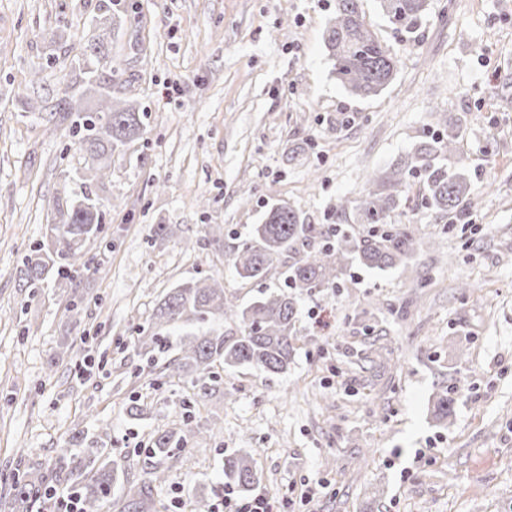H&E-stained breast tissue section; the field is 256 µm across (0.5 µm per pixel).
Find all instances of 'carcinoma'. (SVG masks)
<instances>
[{
    "instance_id": "cac0c4a2",
    "label": "carcinoma",
    "mask_w": 512,
    "mask_h": 512,
    "mask_svg": "<svg viewBox=\"0 0 512 512\" xmlns=\"http://www.w3.org/2000/svg\"><path fill=\"white\" fill-rule=\"evenodd\" d=\"M361 0H336L326 27L325 45L333 61L336 79L351 94L362 99L378 95L395 79L397 54L378 37L365 21ZM379 8L395 32L411 38L420 30L429 13L430 0H378ZM100 14L88 29L74 33L89 43L91 58L78 63L75 81L59 88L55 102L44 120L55 131L65 126L79 136L83 166L64 178L57 192L44 239L33 246L22 260L18 287L36 290L50 284L76 303L71 290L77 279L91 273L85 250L103 233L104 218L111 202L99 195L103 181L112 171L114 155L124 153L142 134L144 113L131 104L112 97L118 69L104 33L123 21V12L114 0H103ZM439 133L421 144L404 160L390 168L382 178L373 180L359 204L362 224H388L421 176L418 192L425 204L440 215L467 217L476 208L466 171L458 166V122L436 121ZM417 251L412 231L406 224H394L381 233L359 240L349 231L331 224H314L307 214L286 201L266 211L263 222L253 225L249 236L233 253L231 263L244 281H260L280 264L288 290L263 294L245 306L225 295L224 280L206 276L169 289L157 302L151 328L139 330L138 348L149 354L162 347L163 328H182L178 354L169 362L168 377L190 385L191 395L184 401L186 417L194 404L205 400L224 383L220 369L250 367L280 374L292 361L297 338V296L314 288H334L340 274L355 264L368 270L385 271L410 261ZM229 317L236 321L239 333L226 334L224 326L212 324ZM455 404L454 392L443 389L433 399L432 414L448 423ZM191 427L154 434L148 448L150 457L159 461L174 456L175 450L188 445ZM77 447L91 452L82 457L63 450L54 474L45 477L25 469L15 483L14 493L27 509L50 507L45 491L52 482L76 484L84 512L112 509V491L122 490L127 512L147 508L149 487L122 482L124 465L112 457L108 448V427L88 437L78 430L72 436ZM252 456L242 450L224 460V478L242 492L257 481Z\"/></svg>"
}]
</instances>
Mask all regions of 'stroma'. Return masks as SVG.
<instances>
[{"instance_id": "stroma-1", "label": "stroma", "mask_w": 512, "mask_h": 512, "mask_svg": "<svg viewBox=\"0 0 512 512\" xmlns=\"http://www.w3.org/2000/svg\"><path fill=\"white\" fill-rule=\"evenodd\" d=\"M132 2L110 50L119 96L144 112L145 130L112 159L105 239L86 248L95 273L70 311L51 288L29 298L16 270L63 171L80 163L73 136L46 132L41 109L84 47L48 33L90 26L100 0H0V512H15V465L50 475L75 428L109 427L140 485L152 436L187 423L151 512L212 504L240 448L253 451L258 490L288 512H512V100L493 94L512 74V0H432L413 39L362 0L399 58L396 79L369 99L333 73L324 32L336 0ZM440 115L462 122L471 216L411 197L392 216L419 243L411 261L354 267L338 287L302 294L287 371L225 368L223 391L185 418L188 386L166 371L179 329L160 353L134 343L167 288L218 273L243 305L283 287L280 268L244 281L229 260L280 200L317 224L338 223L346 202L352 232L368 234L356 207L370 179L435 133ZM160 223L172 237L153 239ZM214 224L220 257L207 244ZM446 387L457 403L442 425L431 409ZM134 400L146 407L138 419Z\"/></svg>"}]
</instances>
